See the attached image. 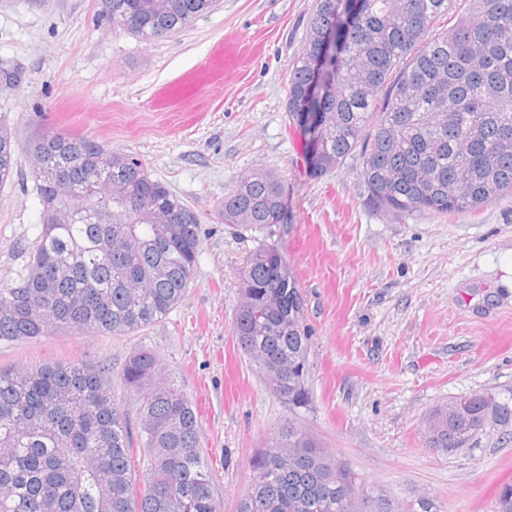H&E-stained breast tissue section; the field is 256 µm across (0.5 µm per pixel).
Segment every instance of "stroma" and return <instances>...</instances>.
<instances>
[{
  "label": "stroma",
  "mask_w": 512,
  "mask_h": 512,
  "mask_svg": "<svg viewBox=\"0 0 512 512\" xmlns=\"http://www.w3.org/2000/svg\"><path fill=\"white\" fill-rule=\"evenodd\" d=\"M314 9L216 0L185 32L146 41L100 18L98 0H0V63L22 76L0 88V119L17 133V172L0 187V288L26 276L41 234L33 146L50 131L135 155L197 213L202 238L186 296L162 320L126 336L59 330L0 345V370L108 369L135 430L118 375L133 350H151L196 409L224 512H237L255 455L290 421L403 512H494L512 485V419L488 417L448 450L424 422L473 393L512 408V195L447 218L397 217L367 204L358 156L308 178L286 102ZM228 40L243 48L239 66L196 81ZM252 172L279 176L285 223H224L225 193ZM264 244L284 252L304 301L306 408L269 391L232 334L246 260Z\"/></svg>",
  "instance_id": "1"
}]
</instances>
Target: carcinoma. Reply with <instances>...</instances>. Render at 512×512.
Returning <instances> with one entry per match:
<instances>
[{
  "instance_id": "obj_1",
  "label": "carcinoma",
  "mask_w": 512,
  "mask_h": 512,
  "mask_svg": "<svg viewBox=\"0 0 512 512\" xmlns=\"http://www.w3.org/2000/svg\"><path fill=\"white\" fill-rule=\"evenodd\" d=\"M99 15L150 40L177 35L215 0H99ZM455 23L438 31L451 4ZM343 55L311 85L322 39ZM286 107L318 178L358 154L374 207L396 215L475 211L512 194V0H316L288 75ZM16 132L0 124V186L12 182ZM43 225L27 276L0 288V344L56 330L129 335L185 296L201 246L200 219L135 156L66 132L34 146ZM104 183L84 191L98 160ZM282 186L252 173L224 195L226 224L284 223ZM233 335L266 387L291 409L310 404L309 336L283 254L247 260ZM120 379L138 396L139 432L112 399L105 372L78 363L0 371V512H223L201 428L155 355L135 350ZM469 414L430 439L454 448L479 424ZM140 460H135L133 445ZM238 512H397L358 489L347 466L293 422L252 465Z\"/></svg>"
}]
</instances>
